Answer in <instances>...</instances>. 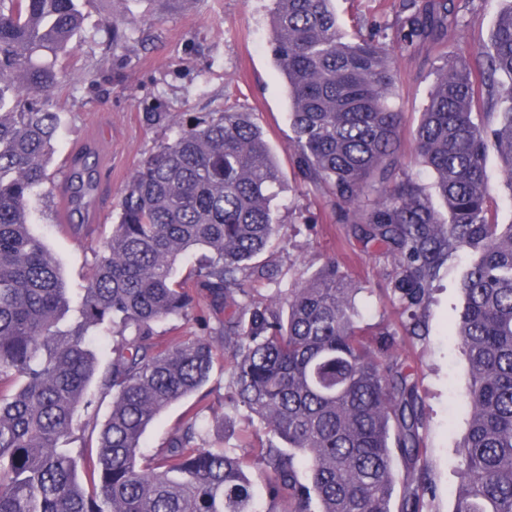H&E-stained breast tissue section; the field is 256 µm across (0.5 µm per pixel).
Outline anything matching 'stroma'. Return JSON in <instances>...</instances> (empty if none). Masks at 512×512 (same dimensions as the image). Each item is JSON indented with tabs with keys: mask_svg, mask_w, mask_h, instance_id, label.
I'll return each mask as SVG.
<instances>
[{
	"mask_svg": "<svg viewBox=\"0 0 512 512\" xmlns=\"http://www.w3.org/2000/svg\"><path fill=\"white\" fill-rule=\"evenodd\" d=\"M400 2L334 0V6L347 35L370 26L380 41L393 43L400 29ZM455 4L457 26L442 46L451 54H468L488 42L502 3ZM271 8V0H83V32L75 52L64 59L65 79L50 98L61 117L53 180L34 201L31 230L44 240L69 284L84 283L95 250L112 233L124 186L140 157L173 134L172 128L150 124L147 113L203 121L235 107L256 114L282 171L272 202L280 231L267 255L277 275L257 283L259 295L288 291L333 261L363 288L358 299L363 323L395 327L398 314L384 294L397 272L391 257L367 244L358 225L337 223L330 202L294 173L288 85L269 48ZM114 22L124 37L112 47L107 29ZM439 47L420 44L398 57L402 84L392 105L405 131L415 128L427 102L440 64ZM87 149L95 151L102 178L80 218L95 232L77 239L60 226L69 215V162ZM468 263L462 250L449 257L448 272L423 312V336L402 343L425 411L421 434L435 486L428 512H451L462 468L459 444L469 421V374L452 332L463 307L460 283Z\"/></svg>",
	"mask_w": 512,
	"mask_h": 512,
	"instance_id": "35a3bbf8",
	"label": "stroma"
}]
</instances>
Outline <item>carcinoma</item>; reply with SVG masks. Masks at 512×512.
<instances>
[{"instance_id": "cac0c4a2", "label": "carcinoma", "mask_w": 512, "mask_h": 512, "mask_svg": "<svg viewBox=\"0 0 512 512\" xmlns=\"http://www.w3.org/2000/svg\"><path fill=\"white\" fill-rule=\"evenodd\" d=\"M272 55L291 97L292 159L345 223L399 269L386 289L400 329L370 338L356 289L336 265L277 301L263 258L279 232L281 182L256 117L226 108L177 125L143 155L112 236L88 282L71 293L60 265L29 230L60 115L47 96L80 35L79 0H0V512H425L435 488L420 429L414 370L397 336H418L420 312L444 262L473 260L453 331L469 364L470 420L452 512H512V224L491 205L489 150L512 195V0L490 44L440 53L412 134L444 210L406 172L396 50L438 44L454 0H403L393 44L348 41L333 0H272ZM95 165L74 161L69 202L80 211ZM196 258L192 273L177 266ZM175 318L220 325V346L156 327ZM112 334L105 361L94 342ZM224 360L232 394L265 435L257 460L219 443L192 413L157 454L147 429L200 391ZM111 397L106 419L80 411ZM404 461L395 473L394 455Z\"/></svg>"}]
</instances>
